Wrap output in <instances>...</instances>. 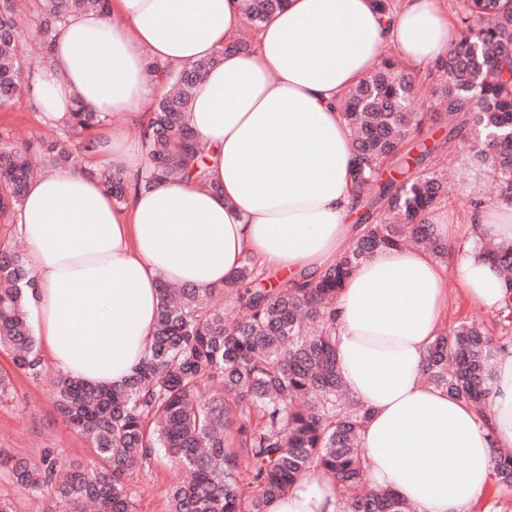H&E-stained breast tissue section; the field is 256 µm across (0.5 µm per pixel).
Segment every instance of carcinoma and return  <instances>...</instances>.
<instances>
[{
  "mask_svg": "<svg viewBox=\"0 0 512 512\" xmlns=\"http://www.w3.org/2000/svg\"><path fill=\"white\" fill-rule=\"evenodd\" d=\"M46 58L56 32L72 14H110V0H36ZM285 0H244L255 27ZM20 17L13 0H0V107L28 87L27 63L17 53ZM216 59L166 69L176 91L154 105L139 139L143 174L129 179L117 165L93 172L105 193L124 203L131 191L158 181L204 178L206 151L185 122L200 73ZM436 106L448 112L447 140L491 162L499 197L512 199V0H464L460 39L438 57ZM417 76L387 59L352 88L342 103L358 165L357 233L336 264L319 277L269 283L247 258L222 286L199 291L159 286L157 319L140 366L120 386L90 385L70 376L54 380L57 409L85 436L95 459L58 461L50 448L37 460L17 458L9 472L21 489L49 495L59 512H135L126 483L161 449L186 477L167 492L168 512H266L301 475L320 467L353 491L337 512H411L395 491L365 488L359 429L367 411L351 396L336 356L331 310L346 279L375 250L412 243L448 258L451 247L429 224L446 197L447 178L423 167L437 151L408 159L403 145L422 132L426 113L412 107ZM100 115L78 104L58 140L33 143L0 136V217L15 212L35 167L80 164L95 154ZM484 138L471 141L469 126ZM389 159L420 168L399 188L379 179ZM481 249L512 281V244ZM34 276L26 255L0 244V348L16 369L42 376V359L27 314ZM242 317L228 322L224 302ZM502 340L512 339V306L499 312ZM497 348L484 329L462 322L429 346L424 378L455 398L487 412ZM495 474L512 484V454L495 452Z\"/></svg>",
  "mask_w": 512,
  "mask_h": 512,
  "instance_id": "carcinoma-1",
  "label": "carcinoma"
}]
</instances>
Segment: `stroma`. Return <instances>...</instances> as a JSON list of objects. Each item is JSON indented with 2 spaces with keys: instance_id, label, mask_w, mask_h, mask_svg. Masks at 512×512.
<instances>
[{
  "instance_id": "stroma-1",
  "label": "stroma",
  "mask_w": 512,
  "mask_h": 512,
  "mask_svg": "<svg viewBox=\"0 0 512 512\" xmlns=\"http://www.w3.org/2000/svg\"><path fill=\"white\" fill-rule=\"evenodd\" d=\"M57 125L47 121L32 93H25L17 103L0 109V134L17 139L52 140L59 134ZM448 325L462 321L482 323L490 335H497L496 312L485 309L463 294L457 282L448 284ZM0 371L8 374L11 384L6 397L0 399V494L27 506L23 489L9 476L6 459L38 457L43 449H53L64 462L94 459L93 448L67 423L56 409L53 381L57 376L52 366L34 380L17 371L10 355L0 349ZM183 474L166 458L154 459L149 468L134 473L127 481L136 512H167L166 492L181 480Z\"/></svg>"
}]
</instances>
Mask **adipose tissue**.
I'll return each instance as SVG.
<instances>
[{"label": "adipose tissue", "mask_w": 512, "mask_h": 512, "mask_svg": "<svg viewBox=\"0 0 512 512\" xmlns=\"http://www.w3.org/2000/svg\"><path fill=\"white\" fill-rule=\"evenodd\" d=\"M243 0H111L110 15L63 24L31 92L46 119L76 104L107 115L99 165L136 176L140 144L111 118L141 121L158 92L147 58L208 61L187 125L210 146L205 181H161L119 205L90 174L57 166L30 182L12 222L29 245L36 286L29 315L52 367L91 385H120L140 365L167 281L224 284L244 259L288 276L318 277L355 235L351 130L345 93L381 64L434 61L460 38L444 0H288L234 50ZM453 242L450 263L406 247L380 249L356 268L333 306L336 354L353 398L368 411L359 434L367 481L417 512H470L493 482L495 449L512 448V351L500 354L488 416L427 383V350L448 319V281L487 309L512 286L479 240L512 242V201L474 207L466 223L447 206L429 216ZM332 476L313 468L267 512H336Z\"/></svg>", "instance_id": "1"}]
</instances>
